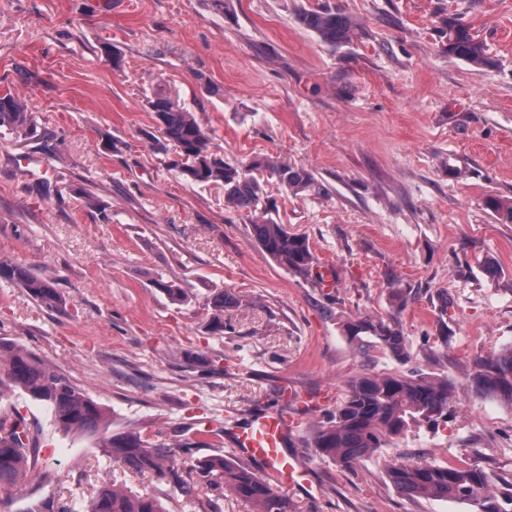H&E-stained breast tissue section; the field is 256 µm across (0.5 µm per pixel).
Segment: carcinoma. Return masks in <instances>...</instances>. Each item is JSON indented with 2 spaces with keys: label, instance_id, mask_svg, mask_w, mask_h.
<instances>
[{
  "label": "carcinoma",
  "instance_id": "obj_1",
  "mask_svg": "<svg viewBox=\"0 0 512 512\" xmlns=\"http://www.w3.org/2000/svg\"><path fill=\"white\" fill-rule=\"evenodd\" d=\"M303 26L324 42L338 46L352 33L348 17L331 9L314 8L299 16ZM444 50L449 56L474 65L487 62L482 43L455 17L442 21ZM155 117L156 132L145 133L150 146L165 153L174 147L179 159L172 164L186 181L216 185L224 189V202L233 208L259 210L264 186L272 181L286 192L319 193L322 186L303 167H293L271 157L247 164L231 165L212 149L211 138L171 93L157 88L146 99ZM27 134L34 131L29 107L11 94L0 95V128ZM485 207L512 223V199L490 194ZM257 243L288 271L309 275L315 257L308 239L288 231L284 224L258 217L251 222ZM0 279L15 282L39 304L57 310L63 307L55 280L8 261H0ZM213 321L224 329V307L239 300L220 292L211 299ZM345 335L367 349L389 351L396 359L405 357L404 338L396 326L370 319L344 324ZM478 392L512 404V347L479 358L471 374ZM20 390L52 410L58 427L65 432L100 436L103 456L127 469L152 473L160 484L171 486L187 499L201 490L199 478L213 477L219 488L252 505L253 512H293L288 498L278 494L267 479L252 467L232 457L210 455L191 464L178 462L169 449L150 444L133 429L110 434L105 409L82 389L30 352L0 340V398ZM453 402L448 380L422 376L365 373L350 380L336 412L329 414L304 440V446L341 467L379 452L386 441L427 426L447 422ZM36 437L20 412L0 416V485H15L30 470ZM390 483L402 494L426 499L465 503L474 512H512V492L491 491L492 476L483 469L456 464L392 463L387 467ZM87 512H168L166 499L102 484L90 500Z\"/></svg>",
  "mask_w": 512,
  "mask_h": 512
}]
</instances>
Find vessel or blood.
Returning <instances> with one entry per match:
<instances>
[{
  "instance_id": "1",
  "label": "vessel or blood",
  "mask_w": 512,
  "mask_h": 512,
  "mask_svg": "<svg viewBox=\"0 0 512 512\" xmlns=\"http://www.w3.org/2000/svg\"><path fill=\"white\" fill-rule=\"evenodd\" d=\"M290 431L286 413L268 412L253 418L248 427L235 430L232 446L240 456L262 462L280 484L294 487L305 483L306 468L297 456L284 450Z\"/></svg>"
}]
</instances>
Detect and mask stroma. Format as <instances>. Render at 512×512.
I'll use <instances>...</instances> for the list:
<instances>
[{"instance_id":"1","label":"stroma","mask_w":512,"mask_h":512,"mask_svg":"<svg viewBox=\"0 0 512 512\" xmlns=\"http://www.w3.org/2000/svg\"><path fill=\"white\" fill-rule=\"evenodd\" d=\"M318 6L356 22L350 43L328 45L300 24ZM450 15L489 64L444 53ZM205 81L219 94L204 93ZM159 84L225 161L272 157L324 185L294 195L271 182L264 198L336 287L283 269L221 187L186 182L150 149L146 98ZM6 92L29 103L36 133L0 129V259L54 279L66 305L46 309L0 280V340L100 403L110 432L138 429L181 462L231 456L223 437L196 447L202 423L283 409L287 384L314 401L293 409L286 446L313 491L279 489L296 512H471L397 493L386 477L394 460L477 466L496 491L512 490V405L469 384L477 358L512 347V223L483 204L512 198V0H224L220 10L211 0H0ZM171 282L185 301L166 294ZM218 291L240 300L220 331ZM364 318L397 324L406 359L349 341L344 321ZM370 371L447 378V422L347 468L303 447L347 382ZM16 409L36 428L37 461L20 487H0V512L62 502L83 512L112 479L159 494L169 512L216 498L221 512H251L216 489L190 501L110 464L95 437L60 431L49 407L19 391L0 401V415Z\"/></svg>"}]
</instances>
